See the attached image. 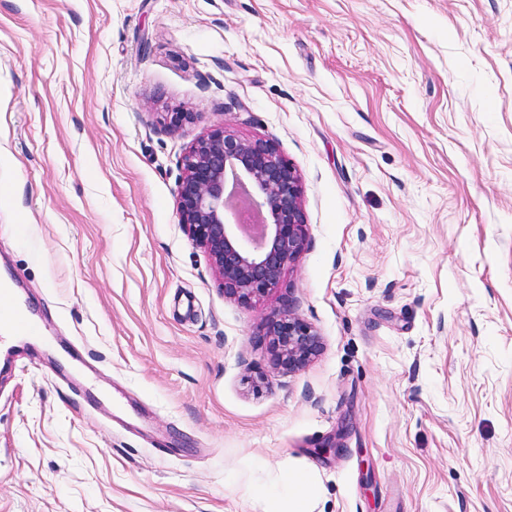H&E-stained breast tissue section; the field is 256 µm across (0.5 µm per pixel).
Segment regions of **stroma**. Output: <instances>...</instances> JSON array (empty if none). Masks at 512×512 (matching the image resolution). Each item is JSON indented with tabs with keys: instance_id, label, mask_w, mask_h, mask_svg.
Instances as JSON below:
<instances>
[{
	"instance_id": "1",
	"label": "stroma",
	"mask_w": 512,
	"mask_h": 512,
	"mask_svg": "<svg viewBox=\"0 0 512 512\" xmlns=\"http://www.w3.org/2000/svg\"><path fill=\"white\" fill-rule=\"evenodd\" d=\"M216 128L301 181L252 304L177 213ZM0 275L45 327L0 375V512H262L287 460L315 512H512V0H0ZM268 352L272 361L288 371L306 366L319 353L321 344L315 330L288 312L267 322Z\"/></svg>"
}]
</instances>
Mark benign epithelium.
Segmentation results:
<instances>
[{
  "label": "benign epithelium",
  "mask_w": 512,
  "mask_h": 512,
  "mask_svg": "<svg viewBox=\"0 0 512 512\" xmlns=\"http://www.w3.org/2000/svg\"><path fill=\"white\" fill-rule=\"evenodd\" d=\"M177 213L208 254L224 295L250 302L276 289L304 249L300 178L276 145L222 129L198 138L182 159ZM272 361L288 371L319 353L315 330L296 317L271 318Z\"/></svg>",
  "instance_id": "7a95c632"
}]
</instances>
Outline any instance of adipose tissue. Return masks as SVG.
<instances>
[{"mask_svg":"<svg viewBox=\"0 0 512 512\" xmlns=\"http://www.w3.org/2000/svg\"><path fill=\"white\" fill-rule=\"evenodd\" d=\"M318 475L304 466L281 465L257 486L264 512H314Z\"/></svg>","mask_w":512,"mask_h":512,"instance_id":"1","label":"adipose tissue"}]
</instances>
